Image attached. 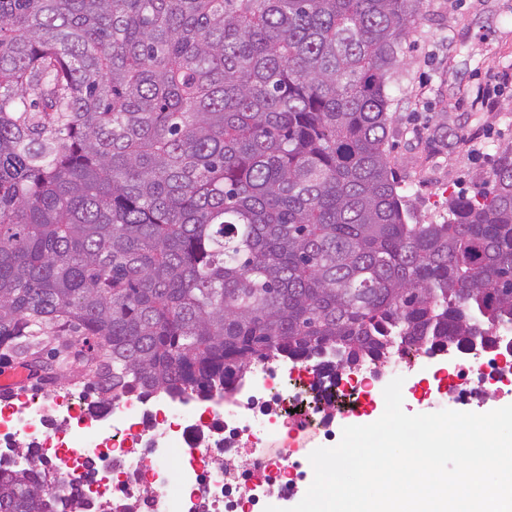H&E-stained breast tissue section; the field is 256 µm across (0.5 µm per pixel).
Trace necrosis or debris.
Instances as JSON below:
<instances>
[{"instance_id":"necrosis-or-debris-1","label":"necrosis or debris","mask_w":512,"mask_h":512,"mask_svg":"<svg viewBox=\"0 0 512 512\" xmlns=\"http://www.w3.org/2000/svg\"><path fill=\"white\" fill-rule=\"evenodd\" d=\"M440 366L426 348L406 358L393 349L383 363L367 362L336 384L323 385L316 365L286 357L257 362L229 392L203 398L188 390L143 396L136 391L104 403L75 386L0 397V457L18 438L42 460L59 490L79 488L86 512H265L312 478L309 460L273 442L312 428L332 435L344 391L375 406L380 373L403 377V391L447 388L436 410H453L493 375L512 376V361L482 344L452 348ZM306 372L323 411L285 408L284 378Z\"/></svg>"}]
</instances>
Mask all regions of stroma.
<instances>
[{"instance_id": "stroma-1", "label": "stroma", "mask_w": 512, "mask_h": 512, "mask_svg": "<svg viewBox=\"0 0 512 512\" xmlns=\"http://www.w3.org/2000/svg\"><path fill=\"white\" fill-rule=\"evenodd\" d=\"M401 57L390 157L418 223L439 224L449 197L473 193L512 144V0H424Z\"/></svg>"}]
</instances>
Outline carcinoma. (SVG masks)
I'll use <instances>...</instances> for the list:
<instances>
[{
    "instance_id": "1",
    "label": "carcinoma",
    "mask_w": 512,
    "mask_h": 512,
    "mask_svg": "<svg viewBox=\"0 0 512 512\" xmlns=\"http://www.w3.org/2000/svg\"><path fill=\"white\" fill-rule=\"evenodd\" d=\"M422 0H0V361L100 400L334 375L512 325V148L412 224L386 89ZM0 512H82L26 453Z\"/></svg>"
}]
</instances>
